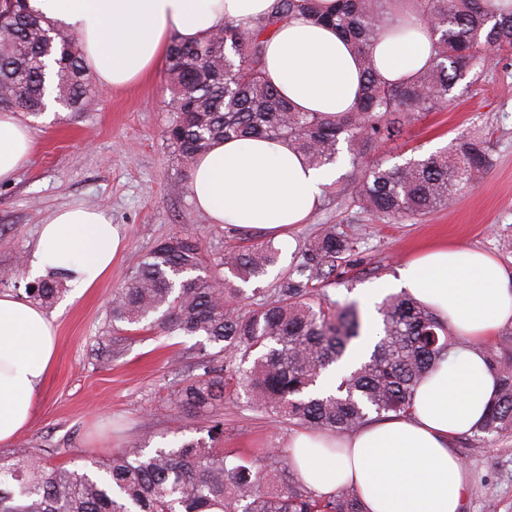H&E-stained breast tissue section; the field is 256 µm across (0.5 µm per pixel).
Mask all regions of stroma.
Returning a JSON list of instances; mask_svg holds the SVG:
<instances>
[{"instance_id":"obj_1","label":"stroma","mask_w":512,"mask_h":512,"mask_svg":"<svg viewBox=\"0 0 512 512\" xmlns=\"http://www.w3.org/2000/svg\"><path fill=\"white\" fill-rule=\"evenodd\" d=\"M447 109L424 112L396 141L376 146L367 162L401 165L441 150L458 135L481 131L492 167L455 203L421 221L385 223L344 205L350 156L341 153L337 176L306 223L277 241L278 264L261 280L273 291L299 262L305 244L323 225H336L354 249L324 282L338 301L358 302L367 320L370 287L388 282L402 261L434 244L463 243L487 251L512 272V52L483 63V79L458 82ZM171 99L166 69L127 88L95 85L75 111L26 115L35 150L13 182L0 183V291L26 298L36 281L29 260L40 224L57 209L85 205L105 210L125 235L111 277L81 297L61 286L52 306L58 346L31 427L16 448H44L49 460L81 467L82 455L110 456L113 449L152 435L183 439L203 415L173 409L170 397L193 373L190 338L166 339L157 331L113 321L111 301L142 257L160 241L191 230L209 256L208 274H221L226 249L266 241V234L210 223L190 195V173L164 137ZM296 426L254 408L246 396L224 404V445L260 457L286 447ZM454 452L465 462L473 493L465 512H485L489 500L512 512V436L459 438Z\"/></svg>"}]
</instances>
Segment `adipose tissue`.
Masks as SVG:
<instances>
[{
    "label": "adipose tissue",
    "mask_w": 512,
    "mask_h": 512,
    "mask_svg": "<svg viewBox=\"0 0 512 512\" xmlns=\"http://www.w3.org/2000/svg\"><path fill=\"white\" fill-rule=\"evenodd\" d=\"M272 0H28L55 27L78 34L96 80L135 84L160 69L171 37L206 39L224 21L264 14ZM375 59L389 81L407 80L431 63L430 34L379 39ZM264 75L300 112L352 111L362 85L357 57L335 30L296 18L267 43ZM34 139L13 113H0V183L30 160ZM332 167L310 166L290 144L261 138L216 142L199 157L190 193L211 223L284 237L303 223L332 181ZM124 240L104 212L70 206L42 224L33 272L63 277L76 295L112 273ZM392 288L430 307L464 344L415 389L410 412L359 430H310L288 442L309 490L329 496L353 486L367 512H462L470 494L464 463L450 450L487 413L497 378L484 348L512 323V274L498 259L463 244L433 245L398 266ZM57 345L55 317L0 293V447H10L34 417Z\"/></svg>",
    "instance_id": "adipose-tissue-1"
}]
</instances>
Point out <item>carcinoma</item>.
<instances>
[{
  "label": "carcinoma",
  "instance_id": "carcinoma-1",
  "mask_svg": "<svg viewBox=\"0 0 512 512\" xmlns=\"http://www.w3.org/2000/svg\"><path fill=\"white\" fill-rule=\"evenodd\" d=\"M409 3L431 32L432 63L406 82L377 69L374 48ZM306 17L348 39L363 84L353 112H298L264 80L268 36ZM0 111L37 116L46 96L67 110L91 93L79 39L31 12L27 0H0ZM512 51V6L493 13L487 0H334L321 13L316 0H273L257 18L226 21L202 42L177 38L168 52L171 86L165 137L188 165L211 145L263 136L286 140L310 164L336 161L340 141L350 155L348 205L382 221L419 219L452 202L457 190L480 182L490 159L482 137L461 135L444 149L403 165L371 168L366 152L401 137L420 112L448 107L455 85L482 80L489 52ZM351 246L334 225L301 252L298 280L281 278L271 298L228 311L224 296L244 300L243 284L260 281L279 259L267 241L224 253V294L203 276L200 240L183 233L160 241L112 299V320L147 324L168 339L203 338L199 373L174 392L179 411H216L244 391L252 404L290 424L346 433L370 414H406L419 381L460 343L433 311L412 297L377 305L381 332L371 351L359 350L362 314L355 302L314 294ZM59 288L28 289L44 304ZM487 367L500 389L474 431L512 434V357L490 349ZM195 436L150 447L145 437L107 458L89 455L80 469L35 463L28 448H0V512H364L354 488L321 497L309 491L285 449L263 458L223 448L224 420L191 428Z\"/></svg>",
  "mask_w": 512,
  "mask_h": 512
}]
</instances>
